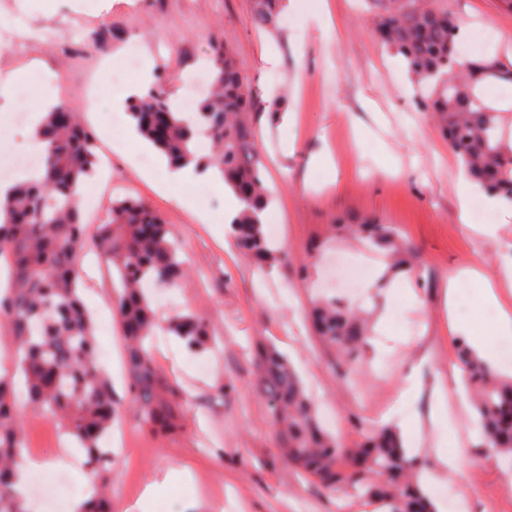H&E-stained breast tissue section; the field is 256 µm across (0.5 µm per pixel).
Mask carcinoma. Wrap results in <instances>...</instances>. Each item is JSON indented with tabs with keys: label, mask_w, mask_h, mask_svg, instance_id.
Listing matches in <instances>:
<instances>
[{
	"label": "carcinoma",
	"mask_w": 512,
	"mask_h": 512,
	"mask_svg": "<svg viewBox=\"0 0 512 512\" xmlns=\"http://www.w3.org/2000/svg\"><path fill=\"white\" fill-rule=\"evenodd\" d=\"M383 12L371 31L401 57L410 80L429 92L421 105L448 140L470 175L488 194L512 201V151L502 149L499 114L476 93L483 81L512 83V69L496 58L465 60L456 40L460 25L448 10L429 0H381ZM285 0H254L253 24L278 28ZM211 91L192 112H184L161 86L128 104L139 136L158 150L174 169L189 165L218 173L245 204L232 221L234 243L259 267L288 263L267 239L260 214L272 202L257 150L250 116L261 106L234 53L223 45L214 51ZM160 108L168 115L161 137L144 111ZM44 145L37 180L19 182L0 199V260L7 269V293L0 317L27 390L30 411L58 420L84 449L99 492L84 512H110L104 496L112 451L103 447L115 417L112 382L96 360L90 317L80 299L79 258L91 247L119 276L113 309L126 343L128 388L139 421L157 436L182 427L183 399L156 369L149 342L156 331L178 337L189 350L214 346L208 324L188 310L159 317L144 283L179 285L189 272L179 260L173 227L145 204L130 198L112 202L108 220L88 233L74 199L98 164L96 136L78 115L62 124L57 110L47 113L35 132ZM336 234L368 242L390 256L392 269L411 267L412 248L376 222L334 225ZM315 334L336 351L340 364L359 358L367 344L362 314L336 299L311 303ZM458 358L476 398L482 446L512 465V378L501 379L465 341ZM254 386L269 408L287 463L327 490L347 487L382 504L387 512H434L419 485L426 463L410 456L399 434L382 429L365 435L357 448H342L319 424L316 407L288 361L265 348L254 359ZM20 409L11 379L0 375V512H25L15 491V462L26 447L18 426Z\"/></svg>",
	"instance_id": "obj_1"
}]
</instances>
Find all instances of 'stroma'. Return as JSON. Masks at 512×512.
Segmentation results:
<instances>
[{
	"instance_id": "1",
	"label": "stroma",
	"mask_w": 512,
	"mask_h": 512,
	"mask_svg": "<svg viewBox=\"0 0 512 512\" xmlns=\"http://www.w3.org/2000/svg\"><path fill=\"white\" fill-rule=\"evenodd\" d=\"M294 0L277 30L254 27V0H0V72L29 69L23 88L42 102L54 87L69 111L80 113L98 136L96 153L109 171H97L83 190L85 224L100 222L112 203L109 182L172 224L180 260L191 274L164 289L155 306L163 315L191 309L206 320L216 351L192 352L172 336L155 341L159 370L185 397L181 430L157 437L131 408L123 338L112 312V276L94 252L80 261L82 297L98 341V361L116 395L109 444L112 512H138L143 488L184 463L193 478L159 495L150 512H384L351 490L327 491L289 467L264 404L252 388L253 352L274 345L293 364L324 426L344 447L367 432L409 419V453L434 464L435 450L471 449L467 467L429 494L455 512L463 492L470 512H512V470L480 447L468 411L470 399L454 377L456 334L450 330L444 292L449 276L473 269L501 291H512V215H495L488 237L459 224L457 183L465 170L449 148L409 79L401 59L381 46L370 27L367 0ZM461 25L462 58L494 57L512 63V0H436ZM102 35L103 47L90 43ZM23 40V53L10 50ZM234 48L241 68L264 102L255 112L256 144L265 162L273 201L265 213L275 227V248L289 265L255 268L224 237L223 208H206V220L177 202L194 182L164 190L141 177L138 157L149 147L135 133L125 102L114 99L110 77L130 45L151 66H139L123 86L141 95L167 74L174 97L185 79L209 63L217 43ZM332 153L336 166L320 167ZM391 170H383L385 156ZM366 219L394 227L416 250L408 271L385 270V257L335 236L337 219ZM365 274L352 288L328 286L335 255ZM336 297L363 311L370 336L364 373L349 383L334 368L336 355L306 319L311 298ZM419 389L401 394L407 376ZM448 392L457 413L449 428L431 421L436 387ZM32 485L31 512H70L78 487L58 466L63 425L22 415Z\"/></svg>"
}]
</instances>
